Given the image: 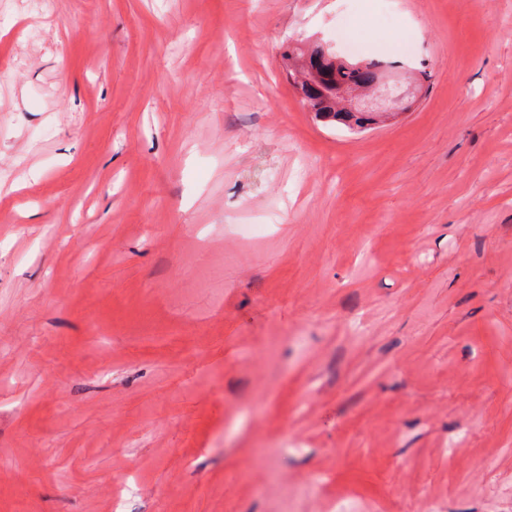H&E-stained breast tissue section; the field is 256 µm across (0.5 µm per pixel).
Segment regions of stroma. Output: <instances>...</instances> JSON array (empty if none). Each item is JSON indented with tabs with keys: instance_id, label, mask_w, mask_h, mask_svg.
<instances>
[{
	"instance_id": "35a3bbf8",
	"label": "stroma",
	"mask_w": 512,
	"mask_h": 512,
	"mask_svg": "<svg viewBox=\"0 0 512 512\" xmlns=\"http://www.w3.org/2000/svg\"><path fill=\"white\" fill-rule=\"evenodd\" d=\"M290 42L422 95L322 122ZM126 472L125 512H512V0H0V512Z\"/></svg>"
}]
</instances>
